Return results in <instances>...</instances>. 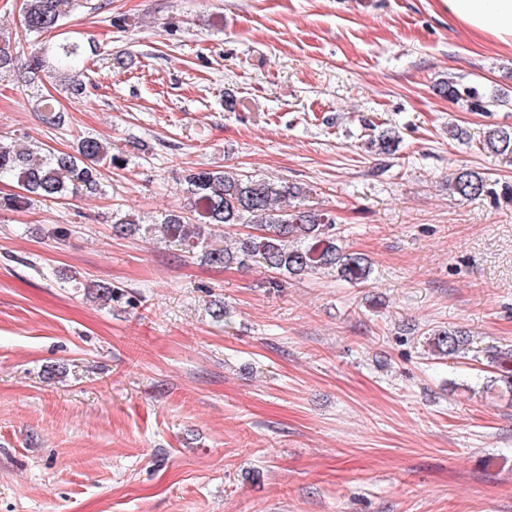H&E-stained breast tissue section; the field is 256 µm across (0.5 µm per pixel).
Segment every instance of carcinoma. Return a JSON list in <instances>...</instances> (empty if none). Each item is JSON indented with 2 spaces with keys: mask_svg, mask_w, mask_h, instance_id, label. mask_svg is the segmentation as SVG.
Listing matches in <instances>:
<instances>
[{
  "mask_svg": "<svg viewBox=\"0 0 512 512\" xmlns=\"http://www.w3.org/2000/svg\"><path fill=\"white\" fill-rule=\"evenodd\" d=\"M83 7V0H23L24 29L33 35L51 32L72 11ZM84 55V49L76 44H55L28 72L18 74V79L26 83L43 71L56 75ZM482 148L494 155H512V129L488 130ZM114 163L116 158L109 148L90 136L80 139L74 154H55L0 137V178L16 179L27 192L25 196H1L0 210L22 209L33 196L55 200L95 195L100 191V168ZM185 182L194 221L170 211L155 224H141L118 212L112 219L113 236L125 239L142 232L157 233L183 246L187 253L198 252L208 263L223 267L258 262L288 277L327 271L353 283L369 279L370 262L338 244L332 215L304 207V187L286 180H257L232 168L192 170ZM448 187L451 194L468 199L486 192L487 180L479 172L461 168L448 178ZM215 225H245L254 232L235 237L229 247L212 239L211 227ZM88 293L106 304L113 300L116 287L93 284ZM430 345L437 357L458 358L467 353L468 339L460 329L443 328L431 332Z\"/></svg>",
  "mask_w": 512,
  "mask_h": 512,
  "instance_id": "1",
  "label": "carcinoma"
}]
</instances>
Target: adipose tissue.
Returning a JSON list of instances; mask_svg holds the SVG:
<instances>
[{"label": "adipose tissue", "mask_w": 512, "mask_h": 512, "mask_svg": "<svg viewBox=\"0 0 512 512\" xmlns=\"http://www.w3.org/2000/svg\"><path fill=\"white\" fill-rule=\"evenodd\" d=\"M451 21L512 47V0H441Z\"/></svg>", "instance_id": "obj_1"}]
</instances>
